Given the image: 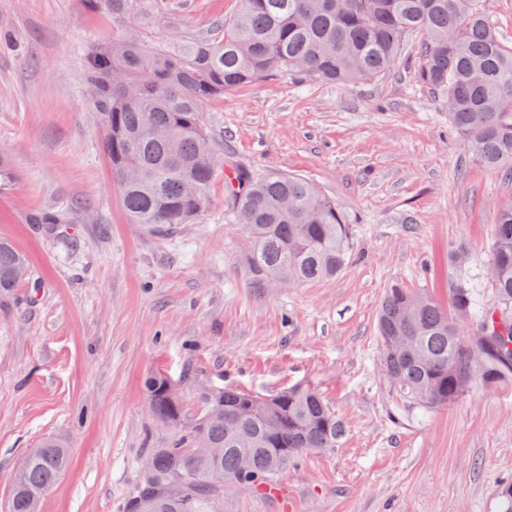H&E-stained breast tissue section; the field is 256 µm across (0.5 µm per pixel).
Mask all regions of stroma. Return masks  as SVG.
<instances>
[{"label":"stroma","instance_id":"obj_1","mask_svg":"<svg viewBox=\"0 0 512 512\" xmlns=\"http://www.w3.org/2000/svg\"><path fill=\"white\" fill-rule=\"evenodd\" d=\"M239 0H148V43L169 31L216 37ZM111 14L87 0H0V236L35 281L0 300V512L14 472L47 436L70 450L40 512H126L138 461L169 434L148 410L160 373L195 409L198 386L261 396L319 392L344 432L279 480L224 491V512H502L512 482V379L472 385L453 406L422 411L379 368L376 315L391 281L447 302L454 254L490 261L495 213L512 175L475 161L448 112L405 62L344 84L273 75L204 106L225 168L307 180L347 212L351 256L336 278L256 282L252 243L216 179L213 204L173 234L126 223L102 129L86 94L89 45ZM65 212L55 229L30 223Z\"/></svg>","mask_w":512,"mask_h":512}]
</instances>
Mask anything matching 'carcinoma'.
I'll list each match as a JSON object with an SVG mask.
<instances>
[{
  "instance_id": "cac0c4a2",
  "label": "carcinoma",
  "mask_w": 512,
  "mask_h": 512,
  "mask_svg": "<svg viewBox=\"0 0 512 512\" xmlns=\"http://www.w3.org/2000/svg\"><path fill=\"white\" fill-rule=\"evenodd\" d=\"M144 2L89 0L126 25L89 48L86 94L127 221L152 235H170L211 206L222 165L204 125L206 102L272 73L338 83L379 78L401 62L412 34L423 35L418 82L439 101L455 102L451 131L481 164L512 172V48L499 42L478 0H240L215 38L186 42L170 34L155 46L136 26ZM224 194L252 241L256 280L303 286L344 269L348 220L308 182L285 173L255 179L238 169L224 174ZM490 265L491 307L469 287L480 273L465 272L446 305L397 281L385 289L377 314L380 367L405 401L449 407L472 384L493 387L512 373L511 205L497 212ZM30 278L25 257L0 240V299ZM462 316L493 346L465 336ZM145 387L169 439L148 449L127 512H224V486L270 491L291 465L336 447L343 433L310 388L268 397L202 388L190 413L166 377L152 376ZM201 445L222 453L201 456ZM69 466L64 441L42 440L19 465L11 512H38Z\"/></svg>"
}]
</instances>
